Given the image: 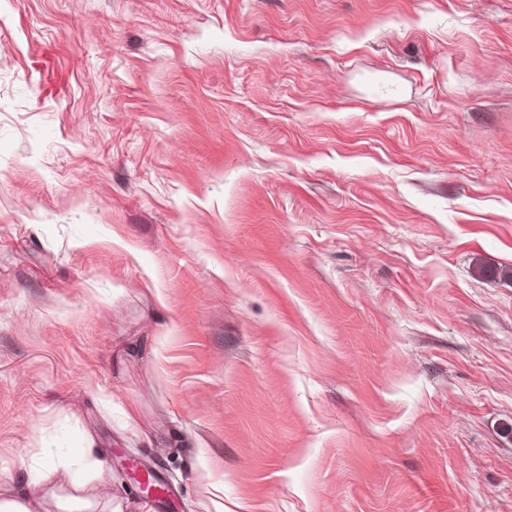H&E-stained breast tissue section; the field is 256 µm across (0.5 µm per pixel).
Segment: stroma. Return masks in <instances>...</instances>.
<instances>
[{"instance_id":"35a3bbf8","label":"stroma","mask_w":512,"mask_h":512,"mask_svg":"<svg viewBox=\"0 0 512 512\" xmlns=\"http://www.w3.org/2000/svg\"><path fill=\"white\" fill-rule=\"evenodd\" d=\"M490 268L512 0H0V491L91 436L119 512H512Z\"/></svg>"}]
</instances>
